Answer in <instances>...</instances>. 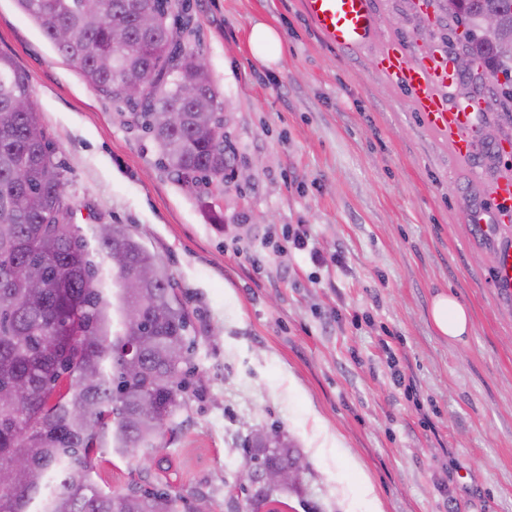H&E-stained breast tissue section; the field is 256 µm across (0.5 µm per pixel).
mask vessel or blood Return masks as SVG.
I'll list each match as a JSON object with an SVG mask.
<instances>
[{
  "label": "vessel or blood",
  "mask_w": 512,
  "mask_h": 512,
  "mask_svg": "<svg viewBox=\"0 0 512 512\" xmlns=\"http://www.w3.org/2000/svg\"><path fill=\"white\" fill-rule=\"evenodd\" d=\"M304 10L324 35L339 49L366 42L375 18L371 0H303ZM379 69L388 79L407 88L425 123L445 140L454 155L469 164L474 178L483 172L475 166L478 152L476 131L481 114L476 102L449 104L448 88L454 80L451 66H441L426 56H414L397 43H389L379 53ZM496 207L469 214L472 224L512 222V172H504L493 186ZM495 280L499 287L512 288V239L499 247Z\"/></svg>",
  "instance_id": "b4317fda"
}]
</instances>
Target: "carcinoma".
<instances>
[{"label":"carcinoma","mask_w":512,"mask_h":512,"mask_svg":"<svg viewBox=\"0 0 512 512\" xmlns=\"http://www.w3.org/2000/svg\"><path fill=\"white\" fill-rule=\"evenodd\" d=\"M57 51L103 95L121 101L128 117L155 142L173 179L206 207L224 193L236 161L224 135V112H202L216 92L198 56L176 39L168 17L184 0H16ZM496 11L502 30L486 37L483 13ZM161 22L142 25L140 14ZM462 52L505 77L512 104V0H459ZM123 28L117 38L114 25ZM137 80L138 99L123 98ZM188 83L194 93L183 95ZM28 78L0 55V469L22 464L29 479L0 472V512H179L181 498L134 487L104 492L93 480L97 448L122 455L157 450L180 407L181 364L193 346L189 314L168 269L126 225L93 228L98 253L115 271V289L74 224V206L47 141ZM181 113L175 125L167 113ZM145 273L142 286L124 280ZM42 287L32 288L28 278ZM253 447L266 464L290 466L288 445L262 437Z\"/></svg>","instance_id":"1"}]
</instances>
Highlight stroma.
<instances>
[{"label":"stroma","instance_id":"stroma-1","mask_svg":"<svg viewBox=\"0 0 512 512\" xmlns=\"http://www.w3.org/2000/svg\"><path fill=\"white\" fill-rule=\"evenodd\" d=\"M190 3L186 44L250 169L226 184L220 224L123 104L0 0V53L29 80L75 224L87 237L126 225L169 269L191 320L176 426L151 456L96 453L95 482L113 493L151 482L182 496L180 512H260L239 476L263 433L307 463L279 495L283 512H512V290L494 279L505 234L464 221L512 169L500 79L461 73L448 89L449 103L467 91L482 103L475 181L377 68L389 40L456 57L462 28L435 0H372L377 26L349 50L325 42L303 0ZM257 22L278 31V62L251 45ZM287 224L309 226L322 263L288 247ZM440 292L470 310L463 341L433 326Z\"/></svg>","mask_w":512,"mask_h":512}]
</instances>
